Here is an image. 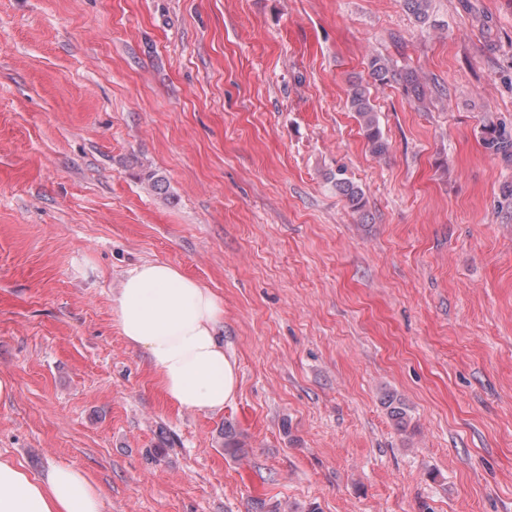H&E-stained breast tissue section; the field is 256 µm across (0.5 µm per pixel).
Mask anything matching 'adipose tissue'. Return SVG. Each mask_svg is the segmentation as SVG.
<instances>
[{
  "mask_svg": "<svg viewBox=\"0 0 512 512\" xmlns=\"http://www.w3.org/2000/svg\"><path fill=\"white\" fill-rule=\"evenodd\" d=\"M121 335L144 352L164 395L187 410L220 412L235 399L239 374L218 333L220 298L178 267L146 261L127 270L112 298ZM0 512H104L99 488L84 471L54 464L30 476L0 457Z\"/></svg>",
  "mask_w": 512,
  "mask_h": 512,
  "instance_id": "adipose-tissue-1",
  "label": "adipose tissue"
}]
</instances>
